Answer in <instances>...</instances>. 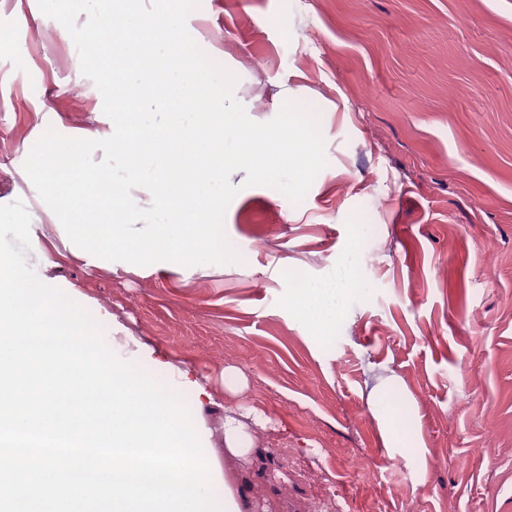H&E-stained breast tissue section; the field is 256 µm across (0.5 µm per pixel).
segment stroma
Wrapping results in <instances>:
<instances>
[{"instance_id":"1","label":"stroma","mask_w":512,"mask_h":512,"mask_svg":"<svg viewBox=\"0 0 512 512\" xmlns=\"http://www.w3.org/2000/svg\"><path fill=\"white\" fill-rule=\"evenodd\" d=\"M187 29L251 120L285 91L312 107L327 167L297 206L231 175L242 263L64 262L51 285L111 316L117 356L204 382L200 429L245 512H512V0H200ZM107 123L67 30L0 0V205L41 241L57 218L30 194L32 146ZM394 383L414 451L382 433ZM228 416L252 451L224 452Z\"/></svg>"}]
</instances>
